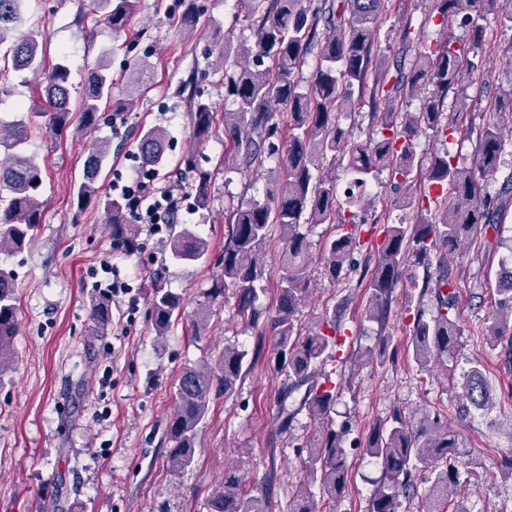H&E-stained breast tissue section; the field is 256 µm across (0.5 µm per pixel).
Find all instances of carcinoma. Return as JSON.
<instances>
[{
  "label": "carcinoma",
  "instance_id": "carcinoma-1",
  "mask_svg": "<svg viewBox=\"0 0 512 512\" xmlns=\"http://www.w3.org/2000/svg\"><path fill=\"white\" fill-rule=\"evenodd\" d=\"M138 2L91 0V5L112 28L123 29L137 12ZM23 4L24 0H0V49L11 56L14 69L39 72L43 69L39 42L31 35H17L23 24ZM432 4L442 25L469 21L468 39L448 34L433 47L418 48L409 64L400 52L385 65L373 53L387 0H240L253 44L245 50L241 63L230 61L227 47L219 55L224 64V98L235 105L224 113V139L231 149L224 171H263L266 160L279 154V105L288 118V142L283 164L269 173L271 188L263 197L225 204L229 229L220 257L222 276L208 289L206 301L198 304L192 331L197 337L207 331L211 303L232 288L237 314L275 337L278 369L288 380L278 402L281 423L288 426L302 408L316 423L315 434L305 448L304 483L288 501V512H316L315 486L328 500L341 499L349 473L343 435L331 422L336 391L326 389L317 378L334 348L340 346L336 313H325L305 336L296 324L310 293L311 245L304 225H337V234L325 243V261L330 278L340 282L361 247L355 221L342 212L365 200L367 186L381 172L388 171L399 187L438 186L446 191L444 203L434 209L426 202L424 191L406 200L416 219L412 224L386 227L370 282L369 318L382 324L403 269H424L425 285L437 288V315L429 320L417 317L410 329L411 348L419 371L433 372L447 367L460 336L454 294L441 292L448 287V264L474 240L480 226L503 223L512 208V175L494 195L483 189L484 179L497 173L505 145L498 124H487L480 134L476 162L471 166L454 160L447 151L426 160L416 151L418 139L427 131L446 136L456 130L445 121L443 106L448 91L482 66L477 57L484 29L473 16L493 13L512 22V6L506 0H432ZM321 24L329 34L321 45L313 78L305 84L299 72L317 42ZM69 76L66 64H56L48 76L44 101L34 105L31 118L16 122L8 136L0 137V147L9 150L0 161V378L14 369L13 346L19 333L16 276L8 261L31 244L42 221V172L25 146L42 127L59 136L71 128L81 136L95 129L101 104L110 98L112 72L107 61L84 77L75 113L70 108ZM417 93L424 94L420 111H398L402 98ZM356 105L368 106L376 120L375 129L359 142L351 140L337 121L339 113ZM38 118L44 119V124L37 123ZM214 123L210 104L193 103L192 138L196 143L209 138ZM166 141L167 133L160 127L141 131L137 149L142 163L152 167L163 164ZM111 155L112 141L101 140L93 146L76 202L82 207L93 201L102 206L112 247L134 252L139 248L138 236L128 223L126 201L101 195L97 185ZM341 158L347 159L351 176L345 188L325 173ZM184 163L197 170L195 199L197 206L204 208L209 201V175L198 169L192 155ZM275 230L284 243V273L277 287L274 315L263 321L260 297L267 290L266 248ZM171 232L174 261L197 263L208 258L209 245L204 238L175 224ZM182 303V296L170 289H152L149 314L156 345H163ZM91 317L96 332H104L111 323V304L94 301ZM486 332L492 346H505L511 364L512 271L506 268L498 276ZM248 365V350L226 345L213 364L182 370L166 430V464L171 473L178 474L194 463L196 438L211 403L236 391ZM462 389V397L472 406H486L488 385L480 369L467 373ZM359 448L380 468L368 512H400L402 497L412 488L416 474L429 483L421 497L422 512H447L460 484L463 453L458 434L437 416L423 413L411 420L397 414L390 423L373 428ZM206 506L207 512H267L268 499L253 494L240 471L228 468Z\"/></svg>",
  "mask_w": 512,
  "mask_h": 512
}]
</instances>
